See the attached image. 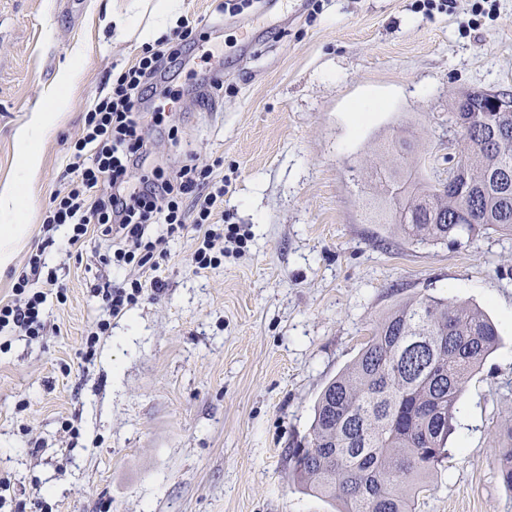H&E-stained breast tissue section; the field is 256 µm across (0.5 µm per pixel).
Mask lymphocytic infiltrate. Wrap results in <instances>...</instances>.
Wrapping results in <instances>:
<instances>
[{
	"mask_svg": "<svg viewBox=\"0 0 512 512\" xmlns=\"http://www.w3.org/2000/svg\"><path fill=\"white\" fill-rule=\"evenodd\" d=\"M196 38L195 26L184 23L174 41L145 48L133 65L109 74V93L87 110L82 134L70 146L73 178L53 197L43 219L44 232L69 225V242L75 245L96 231L116 243L117 262L141 270L157 267L154 255L161 241L150 234L154 224L165 225L170 236L193 226L198 240L194 261L200 270L219 266V239L245 243L240 225L213 220L224 193L203 191L212 166L190 163L168 172L147 163L150 150L144 125L149 120L158 127L164 123L165 101L177 99L167 87L169 73L172 67L188 64ZM189 198L195 202L190 212L184 208ZM29 285L28 274L19 275L13 286L16 301L0 304V331L40 336L47 295L31 291Z\"/></svg>",
	"mask_w": 512,
	"mask_h": 512,
	"instance_id": "lymphocytic-infiltrate-1",
	"label": "lymphocytic infiltrate"
}]
</instances>
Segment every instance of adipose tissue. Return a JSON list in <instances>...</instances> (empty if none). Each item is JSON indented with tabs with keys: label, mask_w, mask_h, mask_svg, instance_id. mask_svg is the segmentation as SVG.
<instances>
[{
	"label": "adipose tissue",
	"mask_w": 512,
	"mask_h": 512,
	"mask_svg": "<svg viewBox=\"0 0 512 512\" xmlns=\"http://www.w3.org/2000/svg\"><path fill=\"white\" fill-rule=\"evenodd\" d=\"M182 0H131L123 10L113 11L101 19V26H113L117 34L139 32L143 42L161 38L176 22ZM150 15L149 25H142L143 15ZM80 75L79 62L70 59L58 74L57 85L47 107L32 112L17 133L20 162L14 182L0 189V267L12 263L17 244L27 235L22 220L24 201L36 183L41 166V145L54 129L58 112L69 105V91Z\"/></svg>",
	"instance_id": "ef3b65f1"
}]
</instances>
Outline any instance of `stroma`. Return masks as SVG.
<instances>
[{
  "label": "stroma",
  "instance_id": "35a3bbf8",
  "mask_svg": "<svg viewBox=\"0 0 512 512\" xmlns=\"http://www.w3.org/2000/svg\"><path fill=\"white\" fill-rule=\"evenodd\" d=\"M113 0H0V187L13 181L15 133L46 106L60 68L79 53L81 77L53 134L25 213L28 234L0 270V301L42 252L65 302L49 300L45 329L0 347V473L13 491L0 512H334L293 478L326 384L396 305L430 295L483 308L500 345L457 404L450 454L432 471L415 512H512L498 457L512 421V235L416 243L381 219L369 178L404 139L409 164L448 174L463 143L448 112L473 90L512 93V0H184L223 52L224 88L204 97L188 75L164 126H146L153 165L223 158L215 220L243 226L244 250L224 245L196 270L193 231L168 239L160 281L111 316L96 288L131 278L109 241L69 245L42 220L64 191L71 142L109 86L134 64L136 37L99 27ZM109 321L92 361L93 322ZM73 431H66V424Z\"/></svg>",
  "mask_w": 512,
  "mask_h": 512
}]
</instances>
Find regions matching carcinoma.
Listing matches in <instances>:
<instances>
[{"label":"carcinoma","instance_id":"obj_1","mask_svg":"<svg viewBox=\"0 0 512 512\" xmlns=\"http://www.w3.org/2000/svg\"><path fill=\"white\" fill-rule=\"evenodd\" d=\"M448 123L465 142L448 180L424 177L393 154L375 170L389 224L416 242L455 241L481 229L512 234V94L470 91ZM496 325L478 306L432 296L388 314L354 360L319 395L305 443L291 451L293 475L337 512H412L449 455L468 376L496 349ZM499 472L512 489V425Z\"/></svg>","mask_w":512,"mask_h":512}]
</instances>
